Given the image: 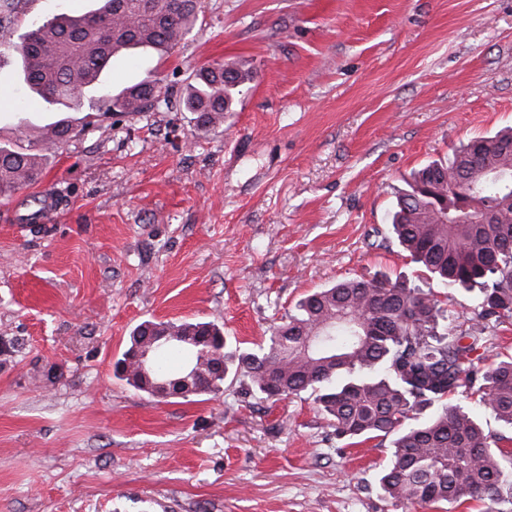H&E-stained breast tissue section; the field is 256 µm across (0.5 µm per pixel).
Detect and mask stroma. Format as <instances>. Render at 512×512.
Wrapping results in <instances>:
<instances>
[{"instance_id":"1","label":"stroma","mask_w":512,"mask_h":512,"mask_svg":"<svg viewBox=\"0 0 512 512\" xmlns=\"http://www.w3.org/2000/svg\"><path fill=\"white\" fill-rule=\"evenodd\" d=\"M20 0L11 26L89 10ZM249 60L221 126L181 99L200 67ZM158 80V108L59 120L0 58V143L42 154L0 198V512H488L405 507L379 479L391 438L337 439L313 397L156 400L115 374L147 320L213 322L250 349L305 294L387 273L410 173L512 126V0H201L166 58L126 51L100 89ZM56 213L39 220L41 194Z\"/></svg>"}]
</instances>
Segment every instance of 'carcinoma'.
<instances>
[{
    "mask_svg": "<svg viewBox=\"0 0 512 512\" xmlns=\"http://www.w3.org/2000/svg\"><path fill=\"white\" fill-rule=\"evenodd\" d=\"M19 0H0V49L16 54L23 81L59 112H147L161 88L144 79L113 95L97 92L113 44L168 54L193 27L199 0H100L78 16L32 24L19 40L10 27ZM247 63L198 69L182 99L195 126L224 124L253 81ZM68 120L45 126L41 141H65ZM43 157L0 146V196L34 184ZM390 216V234L426 279L464 291L479 311L468 331H442L453 313L440 293L386 276L352 278L300 299L267 343L250 351L227 344L213 323L148 321L118 361L122 379L141 389L131 354L152 350L155 373L186 365L210 375L194 394L217 393L242 373L263 398L311 391L336 437L355 446L394 435L380 478L396 503L439 504L464 497L512 505V437L484 428V413L512 429V355L492 367L476 355L485 334L512 318V127L475 138L446 161L415 171ZM317 344L310 349L305 339ZM461 394L478 408L450 401Z\"/></svg>",
    "mask_w": 512,
    "mask_h": 512,
    "instance_id": "carcinoma-1",
    "label": "carcinoma"
}]
</instances>
